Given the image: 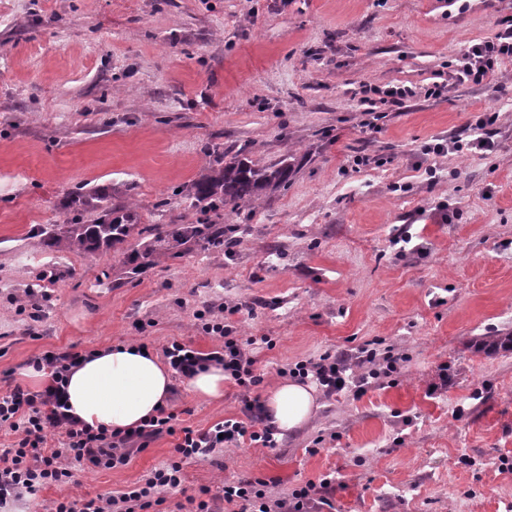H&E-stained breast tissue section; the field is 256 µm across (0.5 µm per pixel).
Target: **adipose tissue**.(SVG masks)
Segmentation results:
<instances>
[{"mask_svg":"<svg viewBox=\"0 0 512 512\" xmlns=\"http://www.w3.org/2000/svg\"><path fill=\"white\" fill-rule=\"evenodd\" d=\"M170 369L135 344L91 352L71 369L66 392L70 413L93 427L133 429L156 415L172 390ZM313 385L288 380L270 391L265 409L271 425L291 433L318 410Z\"/></svg>","mask_w":512,"mask_h":512,"instance_id":"1","label":"adipose tissue"}]
</instances>
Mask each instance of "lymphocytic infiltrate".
Returning <instances> with one entry per match:
<instances>
[{
  "label": "lymphocytic infiltrate",
  "instance_id": "obj_1",
  "mask_svg": "<svg viewBox=\"0 0 512 512\" xmlns=\"http://www.w3.org/2000/svg\"><path fill=\"white\" fill-rule=\"evenodd\" d=\"M512 60V26L494 37L468 46L456 69L462 83L482 84L498 66ZM203 330L214 335L217 344L210 351L193 348L174 340L163 347V356L173 372L191 378L210 365L223 367L227 380L242 387L243 418H229L208 430L180 425L177 413L160 407L136 429L130 431L93 428L70 415L67 405L68 372L80 361V353L70 350L47 351L28 360L35 372L49 377L39 390L14 386L0 391V429L9 430L14 440L0 449V512L22 500L35 498L49 486L71 483L78 466L111 469L127 464L131 450H144L157 437L177 436L176 458L147 474L142 483L117 497L76 498L65 496L52 501L45 512H159L165 494L181 486L182 463L202 459L216 450L245 442L274 449L279 445L277 430L265 414L254 387L263 379L254 371L253 339L235 335L232 326L207 319L197 312ZM402 354L392 348L381 350L361 347L356 358L342 352H325L318 358L296 362L288 374L299 381L315 382L327 394L350 392L362 395L371 383H383L403 362ZM329 479L306 483L290 495L274 498L267 494L264 480H245L226 484L224 500L240 504V512H306L317 487H328Z\"/></svg>",
  "mask_w": 512,
  "mask_h": 512
}]
</instances>
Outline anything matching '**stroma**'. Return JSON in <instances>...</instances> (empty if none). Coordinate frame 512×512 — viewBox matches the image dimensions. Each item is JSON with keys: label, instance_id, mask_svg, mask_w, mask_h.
<instances>
[{"label": "stroma", "instance_id": "stroma-1", "mask_svg": "<svg viewBox=\"0 0 512 512\" xmlns=\"http://www.w3.org/2000/svg\"><path fill=\"white\" fill-rule=\"evenodd\" d=\"M508 19L512 0H0V384L37 389L25 363L45 351L210 350L205 309L273 340L254 351L263 398L297 361L377 342L407 355L393 382L320 398L280 448L185 462L168 505L241 479L277 498L328 476L331 512H512V350L475 347L512 335V60L483 84L455 79L463 49ZM364 84L417 94L370 106ZM437 84L447 93L427 95ZM485 112L499 115L495 151L422 154ZM223 154L288 164L284 185L221 217L238 228L232 254L196 247L134 275L123 251L39 234L94 188L137 224L199 223L187 195ZM25 294L39 321L15 313ZM168 405L196 430L241 415L230 381L210 402L174 378ZM176 442L76 469L40 500L119 496Z\"/></svg>", "mask_w": 512, "mask_h": 512}]
</instances>
